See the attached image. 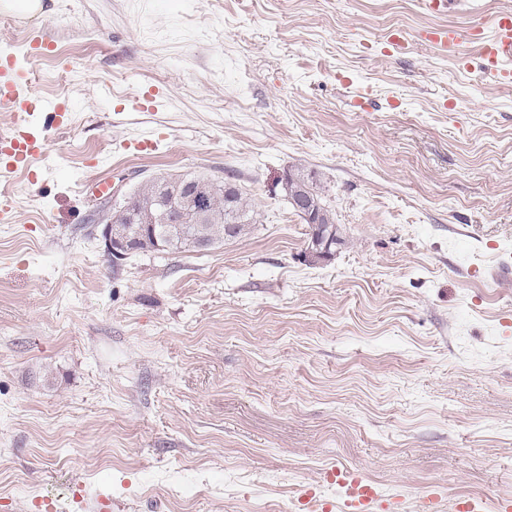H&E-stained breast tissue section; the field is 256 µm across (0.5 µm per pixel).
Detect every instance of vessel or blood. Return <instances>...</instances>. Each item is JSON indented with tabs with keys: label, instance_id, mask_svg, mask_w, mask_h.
<instances>
[{
	"label": "vessel or blood",
	"instance_id": "obj_1",
	"mask_svg": "<svg viewBox=\"0 0 512 512\" xmlns=\"http://www.w3.org/2000/svg\"><path fill=\"white\" fill-rule=\"evenodd\" d=\"M492 32L484 40L483 72L499 83L512 82V12H501L492 19ZM49 44L31 41L25 57L0 52V111L13 113L17 124L12 133L0 135V178L7 180L20 173L31 174L45 156V139L34 134L31 122L36 114L65 116L64 102L41 96L32 89L31 62L48 55ZM325 479L336 487L335 500H321L305 493L303 512H396L398 502L385 499L363 477L336 467Z\"/></svg>",
	"mask_w": 512,
	"mask_h": 512
}]
</instances>
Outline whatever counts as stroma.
Here are the masks:
<instances>
[{
    "label": "stroma",
    "instance_id": "obj_1",
    "mask_svg": "<svg viewBox=\"0 0 512 512\" xmlns=\"http://www.w3.org/2000/svg\"><path fill=\"white\" fill-rule=\"evenodd\" d=\"M42 2L0 11L69 108L0 181V512H296L336 466L403 512L512 497V84L468 37L512 0ZM297 166L342 239L317 265ZM174 172L232 176L259 224L111 261L98 182ZM0 10L15 12L22 17H41L45 11L41 0H2Z\"/></svg>",
    "mask_w": 512,
    "mask_h": 512
}]
</instances>
